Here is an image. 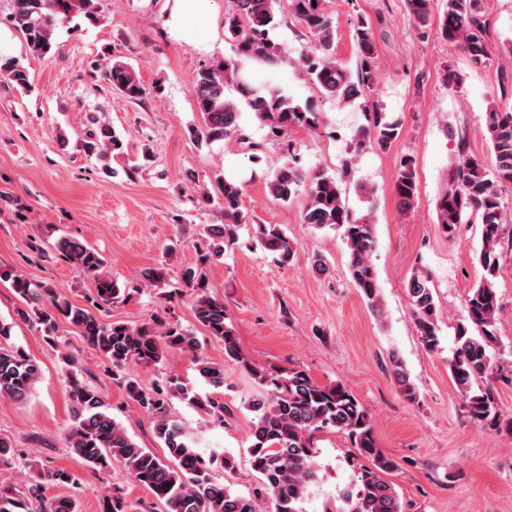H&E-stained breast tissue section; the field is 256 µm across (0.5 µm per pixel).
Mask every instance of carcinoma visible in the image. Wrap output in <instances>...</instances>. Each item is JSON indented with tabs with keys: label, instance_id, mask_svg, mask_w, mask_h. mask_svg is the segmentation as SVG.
<instances>
[{
	"label": "carcinoma",
	"instance_id": "obj_1",
	"mask_svg": "<svg viewBox=\"0 0 512 512\" xmlns=\"http://www.w3.org/2000/svg\"><path fill=\"white\" fill-rule=\"evenodd\" d=\"M287 9L312 35L313 47L301 54L299 64L321 93L338 103L351 104L366 98L376 84V49L368 23L357 18L354 40L359 66L352 71L335 59L336 26L333 15L324 7L326 0H286ZM409 14L417 25L427 27L435 20L438 0H406ZM74 12L97 20L96 0H13L9 21L25 40L32 57H44L55 47L58 22ZM275 26L274 0H231L224 14V32L236 45V56L199 69L191 92L202 114L203 125L191 131L199 144L224 140L238 131L236 104L225 97L234 86L246 99L257 118L271 133L286 137L294 128L316 131L320 118L312 105L298 104L278 87H256L249 75L254 62L271 63L277 47L270 37ZM442 37L460 47L475 62L488 59V23L483 0H445L443 17L438 19ZM0 75L20 87L29 88L28 74L13 58L0 56ZM108 84L121 97L136 101L145 94L137 72L129 64L114 60L106 67ZM399 134V124L386 119L376 104H371L368 126L353 140L354 155L369 145L386 148ZM483 135L491 145V165L474 156H465L454 171L437 204L438 224L453 235L457 225L474 217L481 224V246L477 255L482 269L479 283L469 291L468 324L458 326L457 347L449 363L451 377L470 412L491 419L512 433V420L500 422L490 389H474L478 379L492 368L491 349L497 343L501 307L495 280L500 271L503 243V202L500 187L512 185V109L489 101ZM82 150L107 160L122 148L121 141L107 124L82 140ZM351 163L337 175L321 170L306 173L286 161L269 177L273 197L289 202L303 184L308 185L303 223L316 229H341L348 254L352 281L367 306L381 317L384 314L378 278L371 257L374 233L371 214L356 217L346 206L340 181L348 176ZM394 188L404 210L413 207L417 192V173L412 161L403 162L397 171ZM241 187L228 178L221 182L224 223L206 227L205 238L212 250L199 256L198 263L183 272L187 287L197 291L193 305L196 320L209 335L224 343V357L237 362L262 389L260 398L249 404L253 413L250 426V464L259 474L260 492L243 496L232 492L213 475V466L225 470L235 467L230 455L204 458L194 448V440L182 424L171 416L170 402L182 398L202 413L224 419V402L211 394L191 393L177 376L155 388L142 385L139 377L126 372L129 364L143 368L157 366L163 348L177 347L192 355L198 376L214 389L224 387V367L198 354L199 343L182 326L159 321L153 325L130 326L123 322H104L89 309L57 295L46 283H34L16 268L0 265V283L8 282L24 306L16 310L19 320L39 326L47 341L58 340L59 325L70 324L79 330L84 342L100 353L112 366L126 396L153 423V430L167 456L162 458L138 446L125 427L113 416L110 404L97 389L77 380L74 361L62 356L71 382L73 423L67 440L72 451L95 473L106 475L112 461L121 460L132 479L166 506L167 512H300L310 487L318 481L316 436L327 431L347 435L358 455L367 460L355 474L357 492L346 495L349 512H404L395 484L387 475L398 469L397 462L376 443L372 416L346 386L335 382L320 384L296 367L273 369L254 365L239 348L236 331L228 320L224 302L208 295L204 263L233 244L236 225L241 223ZM256 242L286 265L295 260L294 241L277 224H257ZM55 249L65 261L93 278L94 307L100 309L128 297L126 289L102 273L104 258L76 238L62 236ZM418 331L423 345L434 350L440 344V314L430 280L414 275L407 284ZM12 324L0 320V397L15 402L28 398L41 374L39 364L25 351L9 343ZM393 375L403 397L416 399V387L403 359L392 355ZM23 453L0 437V469L13 468ZM34 483L21 489L0 486V512H79L72 496L44 500V485L74 486L77 480L64 469L45 470L29 462ZM101 512H127L124 498L106 488L100 498Z\"/></svg>",
	"mask_w": 512,
	"mask_h": 512
}]
</instances>
